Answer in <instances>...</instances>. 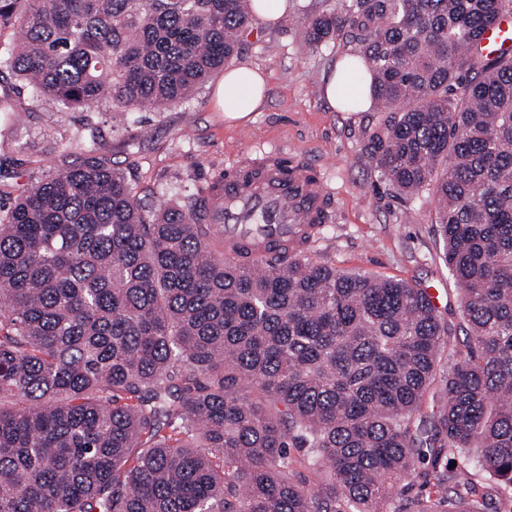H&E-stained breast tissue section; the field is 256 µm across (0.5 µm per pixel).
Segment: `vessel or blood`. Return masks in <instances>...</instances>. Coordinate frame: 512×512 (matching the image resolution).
Returning <instances> with one entry per match:
<instances>
[{"mask_svg":"<svg viewBox=\"0 0 512 512\" xmlns=\"http://www.w3.org/2000/svg\"><path fill=\"white\" fill-rule=\"evenodd\" d=\"M479 44L494 53L512 47V17L487 29ZM208 221L224 227V254L248 252L260 259L273 243L312 236L332 219L330 192L320 172L295 163L281 151L254 150L237 157L223 180L202 191Z\"/></svg>","mask_w":512,"mask_h":512,"instance_id":"b4317fda","label":"vessel or blood"}]
</instances>
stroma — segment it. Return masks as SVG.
Instances as JSON below:
<instances>
[{
  "instance_id": "obj_1",
  "label": "stroma",
  "mask_w": 512,
  "mask_h": 512,
  "mask_svg": "<svg viewBox=\"0 0 512 512\" xmlns=\"http://www.w3.org/2000/svg\"><path fill=\"white\" fill-rule=\"evenodd\" d=\"M351 3L288 0V14L278 24L252 21L239 38L233 64L262 70L267 86L262 106L242 123H229L215 105L224 79L220 72L188 101L131 113L124 126L105 112L86 121L84 113L33 98L17 77H9L30 109L9 121L11 138L0 146V178L25 187L61 158L75 159L78 144L93 140L141 198L172 201L179 192L200 190L219 178L242 152L258 146L285 151L319 167L334 200L335 220L309 246L310 258L437 288L438 306L454 335L464 336L461 296L443 261L433 196L407 198L366 165L362 147L382 112L373 106L340 112L325 97L331 70L355 52L356 43L346 31L312 47L306 20L344 13Z\"/></svg>"
}]
</instances>
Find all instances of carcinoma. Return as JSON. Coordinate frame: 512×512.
<instances>
[{
  "label": "carcinoma",
  "mask_w": 512,
  "mask_h": 512,
  "mask_svg": "<svg viewBox=\"0 0 512 512\" xmlns=\"http://www.w3.org/2000/svg\"><path fill=\"white\" fill-rule=\"evenodd\" d=\"M253 0H0L32 94L125 114L184 102L237 54ZM512 0H353L345 67L384 118L377 177L430 190L464 352L419 415L452 328L427 289L282 247L215 248L200 197L146 203L94 145L0 204V512H383L429 455L436 499L490 512L469 451L512 493ZM20 101L0 89V114ZM301 454L296 461L291 449ZM319 482L310 486L297 465ZM479 44L484 54L495 53L503 47H512V16L501 18L496 25L487 29Z\"/></svg>",
  "instance_id": "1"
}]
</instances>
